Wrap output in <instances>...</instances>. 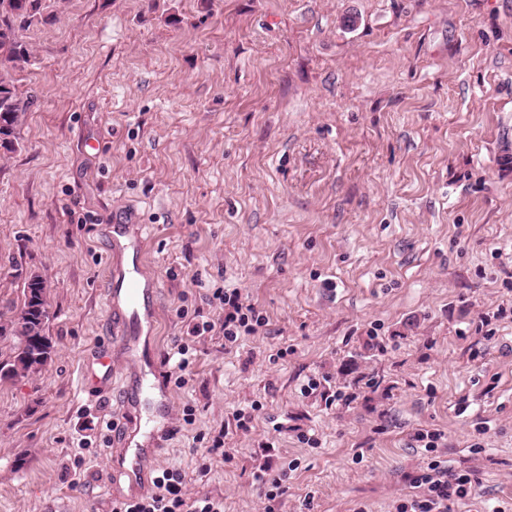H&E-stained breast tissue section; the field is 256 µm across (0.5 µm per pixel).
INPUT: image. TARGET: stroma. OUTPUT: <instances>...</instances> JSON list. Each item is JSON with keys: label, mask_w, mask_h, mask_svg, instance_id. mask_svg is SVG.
Returning a JSON list of instances; mask_svg holds the SVG:
<instances>
[{"label": "stroma", "mask_w": 512, "mask_h": 512, "mask_svg": "<svg viewBox=\"0 0 512 512\" xmlns=\"http://www.w3.org/2000/svg\"><path fill=\"white\" fill-rule=\"evenodd\" d=\"M46 4L0 154V311L41 275L52 352L0 381V512H112L147 418L151 475L224 512H396L434 459L477 481L448 512H512V0ZM119 219L151 227L162 407L110 342ZM224 287L268 324L204 334L179 382L167 354ZM141 428L140 423H136L135 430L129 431L124 435L125 455L117 466V470L125 474L132 483H137L143 478L145 464L153 452V448H143L142 443L135 440V436L140 432Z\"/></svg>", "instance_id": "obj_1"}]
</instances>
